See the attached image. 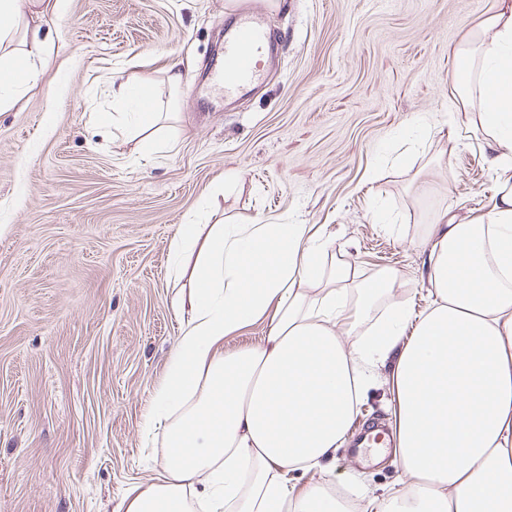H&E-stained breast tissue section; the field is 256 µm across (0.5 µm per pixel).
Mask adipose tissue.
<instances>
[{
	"mask_svg": "<svg viewBox=\"0 0 512 512\" xmlns=\"http://www.w3.org/2000/svg\"><path fill=\"white\" fill-rule=\"evenodd\" d=\"M0 0V112L23 107L51 66L60 0ZM452 81L495 159L485 215L426 227L419 317L396 271L347 287L355 269L309 224H185L175 237L181 328L149 422L165 418L160 478L118 512H343L302 480L339 448L377 364L390 363L388 425L400 466L386 499L354 512H512V0L473 27ZM125 142L160 145L164 115L143 85L112 76ZM265 323L261 344L225 337Z\"/></svg>",
	"mask_w": 512,
	"mask_h": 512,
	"instance_id": "1",
	"label": "adipose tissue"
}]
</instances>
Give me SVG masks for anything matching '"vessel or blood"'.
<instances>
[{"label": "vessel or blood", "instance_id": "1", "mask_svg": "<svg viewBox=\"0 0 512 512\" xmlns=\"http://www.w3.org/2000/svg\"><path fill=\"white\" fill-rule=\"evenodd\" d=\"M274 51L275 43L260 23L257 9L251 0H245L224 34L223 57L208 73L210 86L228 98L247 94L260 79L263 57Z\"/></svg>", "mask_w": 512, "mask_h": 512}]
</instances>
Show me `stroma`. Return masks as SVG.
I'll use <instances>...</instances> for the list:
<instances>
[{"mask_svg":"<svg viewBox=\"0 0 512 512\" xmlns=\"http://www.w3.org/2000/svg\"><path fill=\"white\" fill-rule=\"evenodd\" d=\"M278 43L253 94L205 73L238 0H62L56 66L0 112V512H115L160 472L145 421L179 332V225L316 224L360 281L399 271L422 310L425 226L495 196L493 156L452 86L449 47L497 0H263ZM184 63L179 114L133 151L99 116L109 75ZM323 480L390 494L399 468L340 448Z\"/></svg>","mask_w":512,"mask_h":512,"instance_id":"stroma-1","label":"stroma"}]
</instances>
